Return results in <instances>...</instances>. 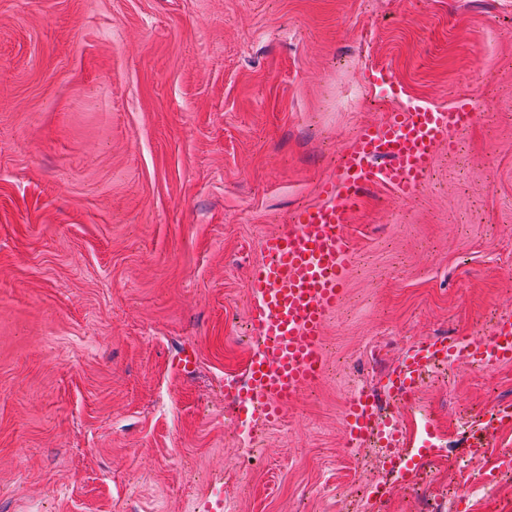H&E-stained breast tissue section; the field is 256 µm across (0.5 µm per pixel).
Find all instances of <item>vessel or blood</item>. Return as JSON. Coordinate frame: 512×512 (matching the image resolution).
I'll list each match as a JSON object with an SVG mask.
<instances>
[{
	"label": "vessel or blood",
	"instance_id": "b4317fda",
	"mask_svg": "<svg viewBox=\"0 0 512 512\" xmlns=\"http://www.w3.org/2000/svg\"><path fill=\"white\" fill-rule=\"evenodd\" d=\"M479 120L470 98L446 110L414 103L363 125L342 151L335 171L320 183L319 203L290 214L277 235L264 238L262 257L248 275L253 303L251 327L270 342L249 364L250 384L238 392L239 410L251 423H277L288 402L324 375L323 330L348 292L355 260L345 227L365 193L383 186L404 199L424 187L439 146ZM459 361L483 368L512 362V320H498L489 333L440 337L412 347L386 378L388 397L411 402L420 377L435 361ZM373 396L361 393L345 404L349 439L401 447L395 420L376 422Z\"/></svg>",
	"mask_w": 512,
	"mask_h": 512
}]
</instances>
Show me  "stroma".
I'll return each instance as SVG.
<instances>
[{
  "label": "stroma",
  "instance_id": "1",
  "mask_svg": "<svg viewBox=\"0 0 512 512\" xmlns=\"http://www.w3.org/2000/svg\"><path fill=\"white\" fill-rule=\"evenodd\" d=\"M471 94L416 197L367 192L326 374L236 478L224 375L261 241L360 126ZM507 317L512 0H0V512H408L415 488L512 512V474L468 493L512 455V424L469 448L512 364L420 384L409 438L437 422L448 452L401 472L349 457L344 413L351 381Z\"/></svg>",
  "mask_w": 512,
  "mask_h": 512
}]
</instances>
